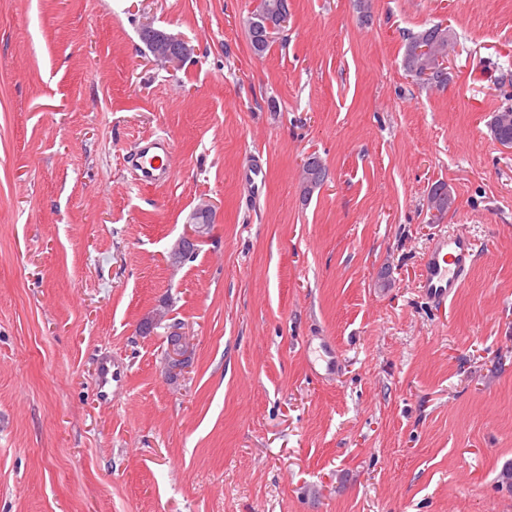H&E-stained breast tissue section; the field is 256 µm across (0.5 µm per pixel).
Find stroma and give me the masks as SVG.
I'll return each mask as SVG.
<instances>
[{
    "label": "stroma",
    "instance_id": "35a3bbf8",
    "mask_svg": "<svg viewBox=\"0 0 512 512\" xmlns=\"http://www.w3.org/2000/svg\"><path fill=\"white\" fill-rule=\"evenodd\" d=\"M257 4L0 0V512H512V147L489 131L512 0H288L261 56ZM443 21L436 87L403 57ZM146 23L190 55L155 62ZM149 134L174 143L157 188L125 161ZM444 231L486 248L440 306L418 271ZM161 306L177 375L141 331ZM195 212L199 218V222L193 225L195 227L194 229L189 231L174 244L169 255L172 263L181 262L183 260V258H181L182 253H187L189 250L195 251L198 244L203 242V230H205L209 224L213 223L215 207L209 200H203L195 209ZM172 341L169 347L168 368L171 372H181L188 368L190 354L189 341L180 332H172Z\"/></svg>",
    "mask_w": 512,
    "mask_h": 512
}]
</instances>
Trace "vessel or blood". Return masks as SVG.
<instances>
[{"mask_svg":"<svg viewBox=\"0 0 512 512\" xmlns=\"http://www.w3.org/2000/svg\"><path fill=\"white\" fill-rule=\"evenodd\" d=\"M173 144L168 137L153 135L140 140L126 157L143 186H160L172 177ZM481 249L474 237L440 235L434 240L420 270L419 285L437 303L452 298L469 276Z\"/></svg>","mask_w":512,"mask_h":512,"instance_id":"obj_1","label":"vessel or blood"}]
</instances>
